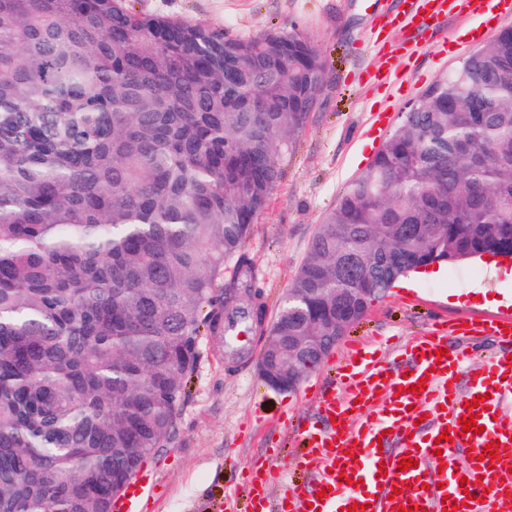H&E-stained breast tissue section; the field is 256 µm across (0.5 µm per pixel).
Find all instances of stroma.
Here are the masks:
<instances>
[{"label": "stroma", "instance_id": "stroma-1", "mask_svg": "<svg viewBox=\"0 0 512 512\" xmlns=\"http://www.w3.org/2000/svg\"><path fill=\"white\" fill-rule=\"evenodd\" d=\"M405 0H130L144 15L178 18L248 38L265 30L299 31L318 46L324 87L265 213L243 245L267 318H274L323 217L347 183L364 172L406 107L475 51L466 33L478 14H452L426 31L388 23ZM512 312V262L490 255L444 265L434 277L410 275L374 301L367 314L293 390L278 392L260 378L263 347L229 362L210 337L177 410L171 442L147 466L159 491L142 512H252L244 478L270 448L292 469L299 449L292 427L316 420L310 386L339 381L347 344L394 358L432 325Z\"/></svg>", "mask_w": 512, "mask_h": 512}]
</instances>
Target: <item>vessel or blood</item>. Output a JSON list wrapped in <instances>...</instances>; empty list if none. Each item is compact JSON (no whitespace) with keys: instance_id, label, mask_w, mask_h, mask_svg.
Instances as JSON below:
<instances>
[{"instance_id":"b4317fda","label":"vessel or blood","mask_w":512,"mask_h":512,"mask_svg":"<svg viewBox=\"0 0 512 512\" xmlns=\"http://www.w3.org/2000/svg\"><path fill=\"white\" fill-rule=\"evenodd\" d=\"M491 0H409L401 16L413 27L422 17L444 21L462 10L483 14ZM452 336H493L512 342V314L488 321H457L433 326L412 344L401 347L408 370H394L383 358L351 347L342 392L316 393L318 422L303 426L306 452L299 467L312 477L306 492L289 490L277 508H270L266 487L279 470L262 466L252 470L247 489L253 512H348L363 504V512H443L445 504L458 512H512V414L502 413L501 402L512 396V354H494L484 368L470 371L467 385L456 376L467 359L465 349L449 345ZM484 396L485 411L475 418L483 433L463 431L466 406ZM391 431L396 447L378 443ZM471 440L475 459L457 464L454 449ZM499 443L494 460L484 454L489 443ZM414 468L400 470L404 458ZM401 494H394V487ZM155 489L154 476L139 471L112 512H141L144 496Z\"/></svg>"}]
</instances>
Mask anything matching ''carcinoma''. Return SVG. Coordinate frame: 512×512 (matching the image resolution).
I'll list each match as a JSON object with an SVG mask.
<instances>
[{
	"mask_svg": "<svg viewBox=\"0 0 512 512\" xmlns=\"http://www.w3.org/2000/svg\"><path fill=\"white\" fill-rule=\"evenodd\" d=\"M324 70L301 33L0 0V512H112L167 446L200 337L264 313L224 295ZM483 254L512 255V28L346 186L263 351L336 335L338 288Z\"/></svg>",
	"mask_w": 512,
	"mask_h": 512,
	"instance_id": "1",
	"label": "carcinoma"
}]
</instances>
